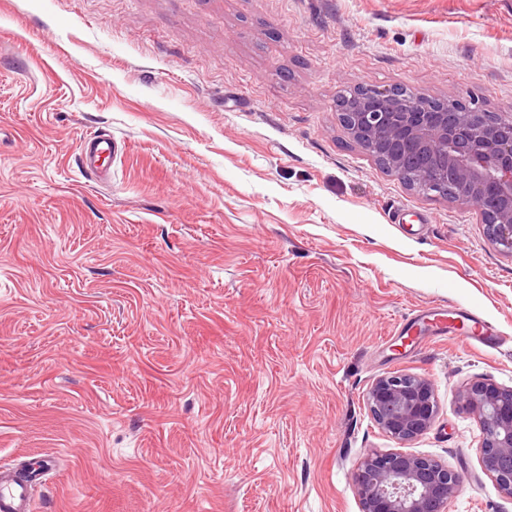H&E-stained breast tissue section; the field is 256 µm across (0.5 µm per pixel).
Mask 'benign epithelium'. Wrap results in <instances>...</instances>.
<instances>
[{
    "label": "benign epithelium",
    "instance_id": "1",
    "mask_svg": "<svg viewBox=\"0 0 512 512\" xmlns=\"http://www.w3.org/2000/svg\"><path fill=\"white\" fill-rule=\"evenodd\" d=\"M364 95L344 114L353 139L370 151L401 140L429 153L436 164L407 185L431 197L448 196L461 204L479 205L490 237L512 252V210L494 211L484 193L494 189L512 200V114L500 124L482 122L481 112H454V101L442 100L433 115L416 97L400 104L393 90L362 88ZM463 408L476 416L483 430L480 461L499 491L512 499V388L474 382L459 393ZM377 425L400 441L423 434L436 415L429 381L412 374L378 379L367 393ZM461 483L459 473L440 460L403 451L369 454L354 472L362 512H448Z\"/></svg>",
    "mask_w": 512,
    "mask_h": 512
}]
</instances>
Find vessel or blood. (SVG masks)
I'll use <instances>...</instances> for the list:
<instances>
[{"label": "vessel or blood", "instance_id": "obj_1", "mask_svg": "<svg viewBox=\"0 0 512 512\" xmlns=\"http://www.w3.org/2000/svg\"><path fill=\"white\" fill-rule=\"evenodd\" d=\"M414 325L423 327L435 336L448 333L452 322H459L458 341L467 345L498 347L501 338L497 327L463 307L449 310L425 306L414 311ZM35 488L28 481L9 473L7 467L0 466V512H34Z\"/></svg>", "mask_w": 512, "mask_h": 512}]
</instances>
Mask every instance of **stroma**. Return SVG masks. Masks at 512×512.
<instances>
[{"instance_id": "1", "label": "stroma", "mask_w": 512, "mask_h": 512, "mask_svg": "<svg viewBox=\"0 0 512 512\" xmlns=\"http://www.w3.org/2000/svg\"><path fill=\"white\" fill-rule=\"evenodd\" d=\"M360 86L512 113V0H0V464L50 458L35 512H361L391 450L512 512L458 399L512 388V253L351 138ZM445 304L506 345L405 340ZM395 372L438 406L407 443L366 401Z\"/></svg>"}]
</instances>
